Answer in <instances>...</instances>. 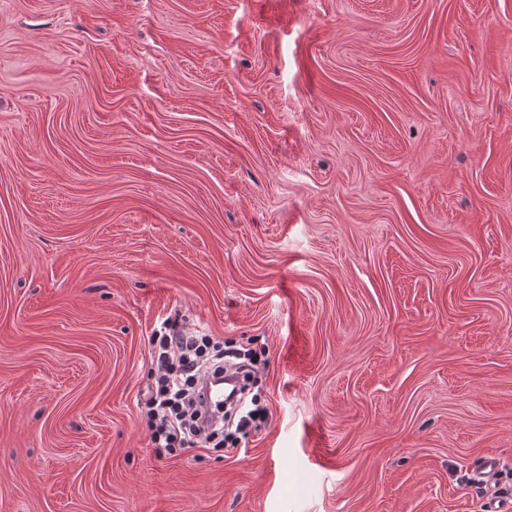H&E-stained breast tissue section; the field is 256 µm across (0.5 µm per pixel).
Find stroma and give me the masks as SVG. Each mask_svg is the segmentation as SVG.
Wrapping results in <instances>:
<instances>
[{
    "instance_id": "1",
    "label": "stroma",
    "mask_w": 512,
    "mask_h": 512,
    "mask_svg": "<svg viewBox=\"0 0 512 512\" xmlns=\"http://www.w3.org/2000/svg\"><path fill=\"white\" fill-rule=\"evenodd\" d=\"M169 317L236 451L155 454ZM0 512H512V0H0Z\"/></svg>"
}]
</instances>
